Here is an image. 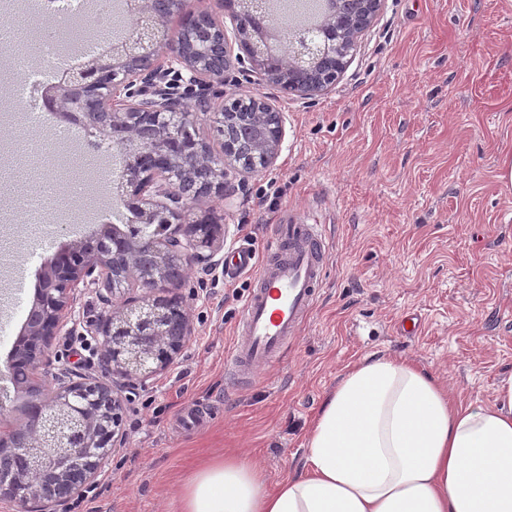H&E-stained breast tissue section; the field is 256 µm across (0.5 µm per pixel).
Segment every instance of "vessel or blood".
Returning <instances> with one entry per match:
<instances>
[{
  "label": "vessel or blood",
  "mask_w": 512,
  "mask_h": 512,
  "mask_svg": "<svg viewBox=\"0 0 512 512\" xmlns=\"http://www.w3.org/2000/svg\"><path fill=\"white\" fill-rule=\"evenodd\" d=\"M270 254L253 268L252 248L242 246L224 259L230 275L254 269L237 338L224 353V367L240 375L269 363L296 335L322 285L327 243L320 225L292 220L279 225Z\"/></svg>",
  "instance_id": "1"
}]
</instances>
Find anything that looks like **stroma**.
<instances>
[{
    "mask_svg": "<svg viewBox=\"0 0 512 512\" xmlns=\"http://www.w3.org/2000/svg\"><path fill=\"white\" fill-rule=\"evenodd\" d=\"M271 100L285 137L273 167L244 177L229 202L203 198L224 224V246L251 245L257 258L291 212L324 227L329 243L321 290L298 335L251 380L232 379L224 352L251 274L193 267L179 288L194 332L164 371L125 388L127 439L106 472L59 512H170L182 479L201 461L243 451L276 484L304 453L324 396L362 356L386 351L438 378L454 400L492 401L512 375V190L498 178L512 155V0H385L355 57L329 91L307 98L230 70L223 87ZM76 171L97 182L70 200L71 225L96 232L100 211L125 227L113 191L120 168L109 153L85 163L62 143ZM12 154L0 153V241L37 279L61 247L34 250ZM0 272L4 365L28 312ZM105 373L80 337L60 340L42 369Z\"/></svg>",
    "mask_w": 512,
    "mask_h": 512,
    "instance_id": "obj_1",
    "label": "stroma"
}]
</instances>
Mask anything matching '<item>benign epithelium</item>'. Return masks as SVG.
<instances>
[{"instance_id":"7a95c632","label":"benign epithelium","mask_w":512,"mask_h":512,"mask_svg":"<svg viewBox=\"0 0 512 512\" xmlns=\"http://www.w3.org/2000/svg\"><path fill=\"white\" fill-rule=\"evenodd\" d=\"M211 11L194 12L187 0H127L130 35L84 61L45 95L65 120L79 122L92 135L125 150L121 186L136 224L120 232L103 227L91 239L72 240L40 273V288L25 330L5 365H24L29 383L17 387L30 400L26 419L0 423V501L17 512H56L105 472L112 449L123 440L127 398L112 381L93 373L43 386V360L61 336L76 335L73 315L78 285L92 288L109 306L89 333L101 337L104 365L132 386L168 368L193 327L177 293L193 266L214 269L223 259L224 225L211 211L192 224L183 220L203 197L227 200L230 178L274 165L285 137L284 117L263 97L219 96L193 105L174 96L161 81L178 65L201 85L224 84L231 64L259 83L269 82L294 96L330 90L356 54L363 33L384 0H331L318 29L322 50L313 53L301 36L287 39L288 15L276 0H212ZM180 17L172 31L166 20ZM230 17L233 36L220 15ZM201 114L215 116L220 151L196 137ZM161 224L163 235L141 231ZM143 291L124 298V286ZM50 397L42 399L44 392Z\"/></svg>"}]
</instances>
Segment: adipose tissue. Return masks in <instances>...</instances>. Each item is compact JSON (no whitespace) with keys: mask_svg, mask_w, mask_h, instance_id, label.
Here are the masks:
<instances>
[{"mask_svg":"<svg viewBox=\"0 0 512 512\" xmlns=\"http://www.w3.org/2000/svg\"><path fill=\"white\" fill-rule=\"evenodd\" d=\"M178 512H512V376L453 402L401 357L369 354L322 400L299 468L276 486L245 454L184 477Z\"/></svg>","mask_w":512,"mask_h":512,"instance_id":"1","label":"adipose tissue"}]
</instances>
